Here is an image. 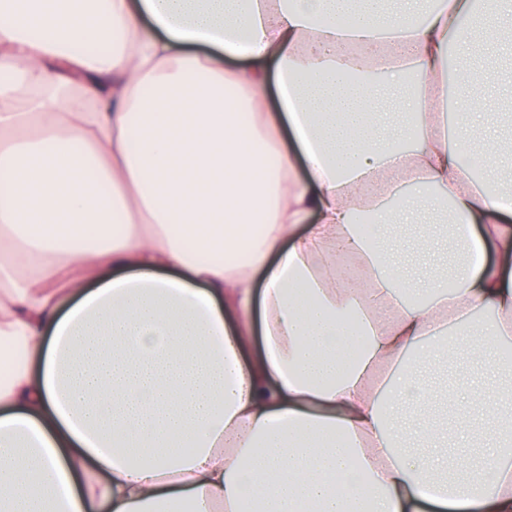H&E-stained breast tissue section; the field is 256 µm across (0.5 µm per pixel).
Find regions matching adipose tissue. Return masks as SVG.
<instances>
[{
    "label": "adipose tissue",
    "mask_w": 512,
    "mask_h": 512,
    "mask_svg": "<svg viewBox=\"0 0 512 512\" xmlns=\"http://www.w3.org/2000/svg\"><path fill=\"white\" fill-rule=\"evenodd\" d=\"M401 2L0 0V512H512V387L450 448L416 364L512 342L468 80L512 0ZM442 207L450 277L405 273ZM414 233L412 228H403L399 232L400 242L397 245V252L404 263L407 270L412 272L422 271L426 273L430 268L437 265L442 259V250L439 248L434 249L428 254L418 253L413 237Z\"/></svg>",
    "instance_id": "adipose-tissue-1"
}]
</instances>
